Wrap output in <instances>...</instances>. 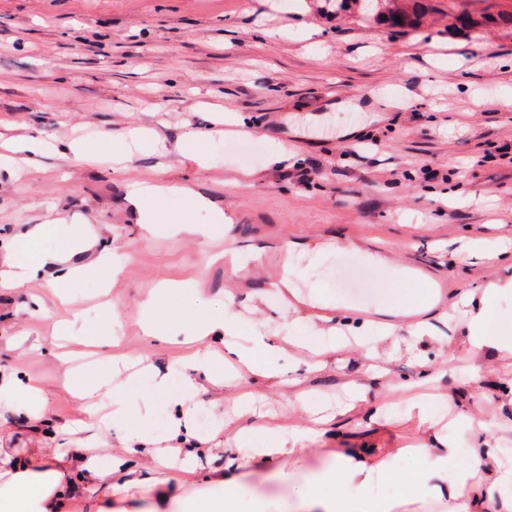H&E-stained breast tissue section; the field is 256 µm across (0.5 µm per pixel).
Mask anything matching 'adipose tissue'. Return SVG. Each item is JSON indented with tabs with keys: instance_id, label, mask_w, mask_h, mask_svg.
I'll list each match as a JSON object with an SVG mask.
<instances>
[{
	"instance_id": "1",
	"label": "adipose tissue",
	"mask_w": 512,
	"mask_h": 512,
	"mask_svg": "<svg viewBox=\"0 0 512 512\" xmlns=\"http://www.w3.org/2000/svg\"><path fill=\"white\" fill-rule=\"evenodd\" d=\"M173 192L185 199L189 209L210 212L211 223L192 224L170 219L161 208L160 201ZM127 200L138 215V222L144 229L143 238L147 241L162 233L209 238L228 222L223 210L184 185L134 183L127 188ZM87 244L86 232L76 230L62 235L53 251L37 254L32 250L29 237H17L4 259L0 260L6 266L5 272H0V288L20 287L40 267L65 263L75 248ZM178 292V286L167 281L151 289L143 304L140 321L145 335L156 338L167 324H188L195 339L207 338L224 344L238 363L256 365L263 379L279 387L289 384L279 365L288 348L313 345L312 337L294 332L274 338L257 330L252 336L241 338L238 324L226 319L223 309L214 307L212 302H201L192 312L173 307L172 301ZM460 301L472 307L464 341L466 352L474 357L512 354V317L497 313L487 303L472 306V298L467 293L461 295ZM435 305L436 301L431 296H414L406 306L387 310L383 327L388 331L403 328L413 339L422 340L429 335L428 315ZM120 375L119 362L111 360L83 379L71 375L67 381L75 396L85 402L87 416L95 414L91 403L94 395L105 390L110 394L113 422L127 423L140 419L141 408L133 381L121 380ZM418 387L415 381L398 386L426 432L425 441L405 449L406 454L420 460L421 465L415 474L404 478L407 492L402 498L374 504V481L379 476L391 474L393 455L389 452L377 455L363 448L349 455H338L323 468L309 471L296 486L291 512H335L334 487L339 483L355 495L353 512H405L408 506L414 505L422 510L432 503L446 506L448 512H512V464L500 462L504 441L496 435L494 427L484 421L475 422L470 448L477 464L485 460L494 463L493 475H486L478 468L466 469L460 463V450L454 440L437 430L431 417L432 403L419 394ZM328 422V417L310 416L288 428L264 426L263 447L238 452L218 476L219 482L230 488V495L203 505L183 498L176 488L156 476L157 471L167 468L169 457L175 454L171 448L162 454L151 449L152 444L166 439L169 430L165 427L149 435L138 433L134 436L135 441L143 444V453L155 471L154 476L136 477L123 459L105 462L94 448H71L65 457L39 460L5 455L0 456V498L17 508L18 512H62L66 501L71 498L91 495L101 489L118 498L130 488L138 487L160 502L176 504L183 512H237L239 496L248 489L249 479L256 468H270V476L277 482L292 480V472L273 469V461L282 457L295 461L305 456L309 444L324 433Z\"/></svg>"
}]
</instances>
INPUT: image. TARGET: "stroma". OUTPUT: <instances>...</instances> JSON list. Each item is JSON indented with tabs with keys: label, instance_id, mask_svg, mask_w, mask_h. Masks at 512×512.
Instances as JSON below:
<instances>
[{
	"label": "stroma",
	"instance_id": "35a3bbf8",
	"mask_svg": "<svg viewBox=\"0 0 512 512\" xmlns=\"http://www.w3.org/2000/svg\"><path fill=\"white\" fill-rule=\"evenodd\" d=\"M416 29L388 27L356 10L333 12L326 0H0V142L33 135L47 150L31 167L0 170V251L20 232L36 237V251L55 249L74 226L94 233L91 247L72 253V265H92L112 249L123 263L101 296L90 274L55 295L47 266L22 287L0 294V371L38 378L40 421L0 406V451L21 459L50 458L75 447L109 454L123 447L128 424L74 427L82 411L64 383L65 363L52 341L55 329L79 312L98 343L95 358L122 355L132 369L166 371L190 350L221 351L216 342L186 343L187 326H167L163 340L144 336L140 304L162 280L179 283L178 303L219 299L236 291L225 311L241 318L259 305L267 335L305 330L303 299L347 310L360 321L358 342L374 345L378 362L401 382L416 376L427 356L445 365L437 381L447 392L449 429L468 461L471 417L512 431V411L496 395L512 379V356L448 357V337L467 331L462 310L434 318L432 339L414 343L406 333L382 335L373 311L402 304L422 288L443 301L459 292L481 297L488 280H512V0H422ZM478 20L475 28L449 27L444 10ZM133 128L153 140L132 165L113 170L111 159ZM191 129L214 130L202 148L183 146ZM98 153L87 162L70 153L74 141ZM293 152L275 164L276 145ZM253 171L250 182L241 170ZM156 179L192 186L232 223L220 240L161 234L143 242L125 195L129 182ZM477 240L480 257L462 263L455 252ZM291 245L288 269L295 292L261 280L235 279L224 248L244 268L277 264ZM385 255L395 271L375 266L366 252ZM304 354L282 361L288 388L256 376L241 388L259 392L266 421L299 417L297 398L315 409L345 400L342 383L356 376L357 345L337 350L328 367L307 372ZM484 371L482 393L464 379L472 365ZM200 386L175 407L138 387L152 414L186 418L182 452L165 470L186 497L223 498L215 477L224 469L223 386L206 367L192 373ZM379 422L368 416L378 404ZM212 416L210 429L196 415ZM403 395L383 385L351 417L311 445L300 471L320 467L348 448H398L419 433ZM193 474H184V462Z\"/></svg>",
	"mask_w": 512,
	"mask_h": 512
}]
</instances>
